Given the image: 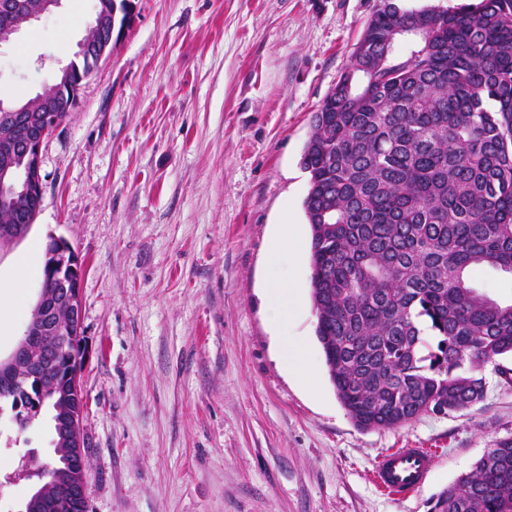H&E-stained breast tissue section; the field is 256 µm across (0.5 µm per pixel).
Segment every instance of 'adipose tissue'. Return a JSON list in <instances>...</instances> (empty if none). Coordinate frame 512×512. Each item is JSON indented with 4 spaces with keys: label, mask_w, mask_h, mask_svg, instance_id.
Wrapping results in <instances>:
<instances>
[{
    "label": "adipose tissue",
    "mask_w": 512,
    "mask_h": 512,
    "mask_svg": "<svg viewBox=\"0 0 512 512\" xmlns=\"http://www.w3.org/2000/svg\"><path fill=\"white\" fill-rule=\"evenodd\" d=\"M301 260L302 252L294 225H280L270 248L266 309L270 321L283 330L287 329L303 307L302 297L294 285L293 277Z\"/></svg>",
    "instance_id": "obj_1"
}]
</instances>
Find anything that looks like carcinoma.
<instances>
[{
	"label": "carcinoma",
	"instance_id": "cac0c4a2",
	"mask_svg": "<svg viewBox=\"0 0 512 512\" xmlns=\"http://www.w3.org/2000/svg\"><path fill=\"white\" fill-rule=\"evenodd\" d=\"M361 43L314 113L303 207L330 381L357 426L389 429L476 404L484 367L512 356V303L466 277L512 273V0H379ZM21 207L0 200V225ZM67 370L44 359L46 385ZM43 477L39 512H80L58 472ZM429 512H512V437Z\"/></svg>",
	"mask_w": 512,
	"mask_h": 512
}]
</instances>
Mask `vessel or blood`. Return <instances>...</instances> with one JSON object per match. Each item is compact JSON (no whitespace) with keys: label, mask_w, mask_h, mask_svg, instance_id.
Masks as SVG:
<instances>
[{"label":"vessel or blood","mask_w":512,"mask_h":512,"mask_svg":"<svg viewBox=\"0 0 512 512\" xmlns=\"http://www.w3.org/2000/svg\"><path fill=\"white\" fill-rule=\"evenodd\" d=\"M433 456L421 448H393L378 460L374 478L384 491L392 495L410 494L426 482Z\"/></svg>","instance_id":"b4317fda"}]
</instances>
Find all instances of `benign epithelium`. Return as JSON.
<instances>
[{"mask_svg": "<svg viewBox=\"0 0 512 512\" xmlns=\"http://www.w3.org/2000/svg\"><path fill=\"white\" fill-rule=\"evenodd\" d=\"M62 0H39L34 10L27 9L23 0H0V41L9 39L24 24L38 20L41 16L60 6ZM134 5L127 0V10L118 11V4L110 10L96 9L89 31L98 36V40L84 37L79 44L76 56L85 60L89 68L84 72H72V65L61 67L63 80L55 87L58 94L69 95L73 102L72 111H77L80 104L79 93L83 82L105 58L100 45H111L114 38L121 37L133 19ZM43 101L42 111L46 112L41 121L28 124L25 112L29 108L24 105L12 104L0 100V151L7 157L18 154L24 157L25 164L16 167L12 164L0 166V199L11 198L31 205L28 221L25 224H13L0 228L1 240H16L23 237L41 206L43 198V177L41 174L42 149L46 140L60 127L52 101L46 99V92L37 94ZM45 269L53 275L57 293L62 295L60 303L50 301L51 294L45 286H40L37 298L26 325L25 331L13 350L5 357H0V376L15 377V382L23 391V398L13 404L9 410L11 420L23 433L35 418L51 395L44 391L41 380V363L31 352L34 343L42 336L53 331L58 318V305H63L70 319L81 323V289L74 284L81 282L82 263L69 243L62 239L50 238L45 251ZM61 353L68 359L69 390L75 398L81 395V364L85 359L86 347L83 340L66 342ZM83 408L76 404L69 408H56V416L52 422L54 431L53 443L61 442L70 448V453L63 463L67 471V484L80 494L82 512H89L86 495L85 472L88 466L86 452L87 437L82 422Z\"/></svg>", "mask_w": 512, "mask_h": 512, "instance_id": "obj_1", "label": "benign epithelium"}]
</instances>
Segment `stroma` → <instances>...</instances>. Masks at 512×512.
<instances>
[{
  "mask_svg": "<svg viewBox=\"0 0 512 512\" xmlns=\"http://www.w3.org/2000/svg\"><path fill=\"white\" fill-rule=\"evenodd\" d=\"M378 0H133L134 17L86 80L42 156V205L0 244V282L34 271L0 320V354L23 335L50 237L84 264L81 381L90 512H428L431 498L512 437V385L483 370L466 410L357 428L330 382L305 305L290 327L315 389L288 366L264 293L279 225L310 245L300 164L322 99ZM97 0L0 42V100L51 85ZM48 417H0V512H18L53 456ZM391 448H426L431 473L393 496L371 479Z\"/></svg>",
  "mask_w": 512,
  "mask_h": 512,
  "instance_id": "stroma-1",
  "label": "stroma"
}]
</instances>
